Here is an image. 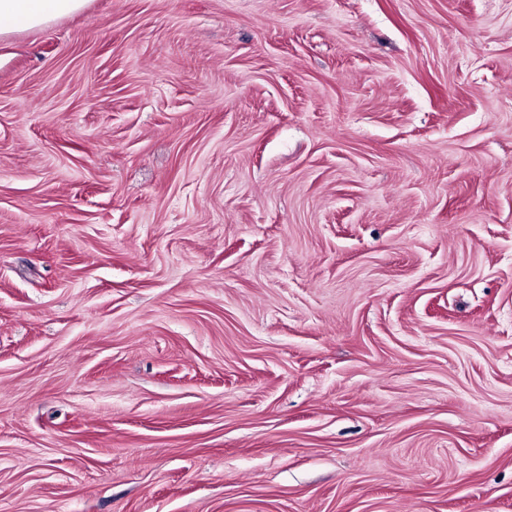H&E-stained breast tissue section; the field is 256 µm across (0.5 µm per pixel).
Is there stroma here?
I'll return each instance as SVG.
<instances>
[{
  "instance_id": "stroma-1",
  "label": "stroma",
  "mask_w": 512,
  "mask_h": 512,
  "mask_svg": "<svg viewBox=\"0 0 512 512\" xmlns=\"http://www.w3.org/2000/svg\"><path fill=\"white\" fill-rule=\"evenodd\" d=\"M0 512H512V0L0 19Z\"/></svg>"
}]
</instances>
